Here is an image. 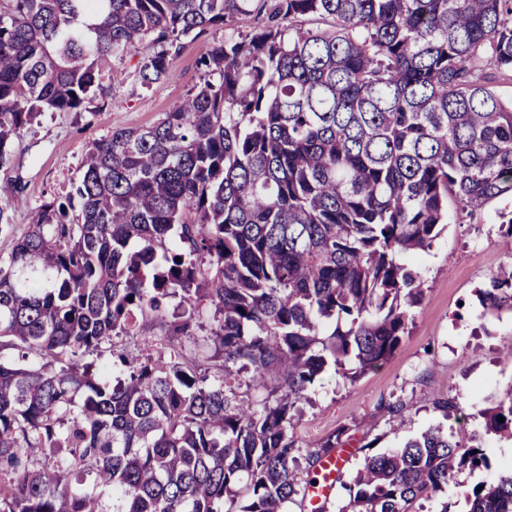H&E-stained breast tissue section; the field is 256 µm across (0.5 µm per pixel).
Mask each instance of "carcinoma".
<instances>
[{
    "label": "carcinoma",
    "mask_w": 512,
    "mask_h": 512,
    "mask_svg": "<svg viewBox=\"0 0 512 512\" xmlns=\"http://www.w3.org/2000/svg\"><path fill=\"white\" fill-rule=\"evenodd\" d=\"M247 4L252 34L211 44L207 79L153 124L94 141L75 194L0 251V349L21 351L0 358V512H287L296 403L330 362L353 382L394 356L423 295L408 258L448 196L469 216L512 197V102L484 73L512 74V0H3L0 169L38 113L120 85L110 59L152 38L149 87ZM25 191L8 182L0 232ZM477 297L512 311V263ZM212 307L224 364L205 385L186 343ZM139 319L164 330L157 357L79 367ZM485 418L512 438V397ZM482 462L429 428L366 457L343 512H418ZM481 486L469 512H512V470Z\"/></svg>",
    "instance_id": "carcinoma-1"
}]
</instances>
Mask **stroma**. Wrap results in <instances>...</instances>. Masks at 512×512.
<instances>
[{
  "label": "stroma",
  "instance_id": "35a3bbf8",
  "mask_svg": "<svg viewBox=\"0 0 512 512\" xmlns=\"http://www.w3.org/2000/svg\"><path fill=\"white\" fill-rule=\"evenodd\" d=\"M225 32L213 27L184 40L168 78L148 88L136 76L139 59L151 47L143 42L137 51L113 59L126 80L111 96L87 101L81 112L36 116L16 143L10 168L0 170V201L7 197L10 177L22 176L27 185L25 202L10 212L14 233L26 231L42 202L72 192L95 140L115 128L154 123L202 83L197 60ZM499 208L491 203L474 219L461 221L456 205H449L445 230L415 258L424 297L393 358L352 383L327 371L309 390L295 430L302 480L315 477L312 455L334 431L344 430L345 445L353 450L342 464L325 512H341L347 505L346 487L366 457L401 447L430 427L461 441L477 438L486 464L456 472L448 488L423 502V512H467L465 491L512 465V440L486 433L483 415L492 400L512 394V311H484L475 296L476 288L512 262V237L499 229ZM147 336L156 343L161 340L160 330L149 324L144 335L119 336L102 344L90 360L100 366L119 354L141 357ZM448 397L455 399L458 410L447 415L435 404Z\"/></svg>",
  "mask_w": 512,
  "mask_h": 512
}]
</instances>
